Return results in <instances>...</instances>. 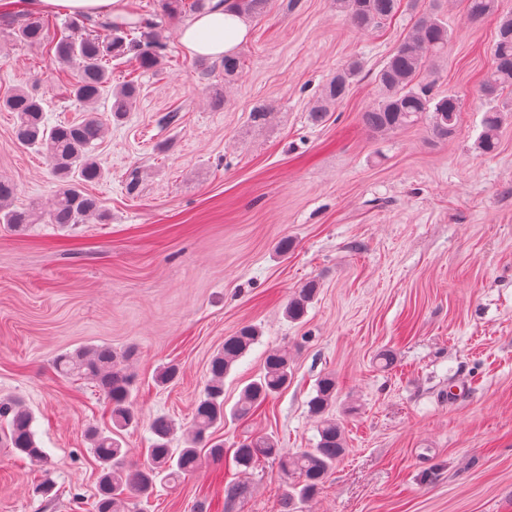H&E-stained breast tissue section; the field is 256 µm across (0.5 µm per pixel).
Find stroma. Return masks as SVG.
I'll use <instances>...</instances> for the list:
<instances>
[{"mask_svg": "<svg viewBox=\"0 0 512 512\" xmlns=\"http://www.w3.org/2000/svg\"><path fill=\"white\" fill-rule=\"evenodd\" d=\"M431 5L404 0L380 32L362 34L333 0H272L248 22L230 84L222 59L199 61L180 43L181 18L163 69L113 66V83L135 79L140 96L97 150L106 175L89 190L107 221L0 226V400L27 404L46 453L39 463L0 447V512H92L100 465L87 432L111 428V405L59 374L58 355L132 351L139 423L119 440L140 464L155 418L174 422L180 447L212 356L249 324L259 338L225 378V406L270 348H293V378L261 415L216 430L225 448L258 431L288 453L314 447L308 401L320 377L338 383L331 413L347 451L306 512H512V117L494 154L475 148L493 21L469 20L462 0L445 7L436 89L461 102L452 138L424 123L385 136L360 123L377 73ZM353 58L363 69L348 95L312 125L320 88ZM68 78L47 46L0 29V95L35 86L49 123L74 122L83 110ZM262 104L274 113L258 123ZM172 110L180 122L162 125ZM0 178L17 185L19 207L49 205L57 189L46 156L16 141L1 111ZM311 280L305 317L288 321V299ZM171 364L179 377L158 386ZM45 478L54 490L42 497ZM238 480L249 493L225 506L224 486ZM287 485L273 459L244 474L209 461L157 482L139 512H280Z\"/></svg>", "mask_w": 512, "mask_h": 512, "instance_id": "obj_1", "label": "stroma"}]
</instances>
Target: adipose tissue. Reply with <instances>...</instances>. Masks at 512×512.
<instances>
[{
	"label": "adipose tissue",
	"mask_w": 512,
	"mask_h": 512,
	"mask_svg": "<svg viewBox=\"0 0 512 512\" xmlns=\"http://www.w3.org/2000/svg\"><path fill=\"white\" fill-rule=\"evenodd\" d=\"M127 0H0V10L39 13L66 12L85 18L125 14ZM248 26L239 15L225 11L221 0L212 10L193 18L181 32V42L190 54L220 58L246 40Z\"/></svg>",
	"instance_id": "obj_1"
}]
</instances>
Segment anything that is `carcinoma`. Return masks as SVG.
I'll return each instance as SVG.
<instances>
[{
    "label": "carcinoma",
    "mask_w": 512,
    "mask_h": 512,
    "mask_svg": "<svg viewBox=\"0 0 512 512\" xmlns=\"http://www.w3.org/2000/svg\"><path fill=\"white\" fill-rule=\"evenodd\" d=\"M336 9L344 13L361 33L372 32L395 16L399 0H335ZM227 9L242 16L261 18L271 9V0H224ZM212 0H160L159 8L133 12L129 18L104 20L72 19L60 28V36L49 51L62 65L73 70L68 87L71 98L84 107L80 121L47 124L45 100L33 91L15 88L0 96V110L14 113L16 140L43 151L51 160L59 183L53 208L45 213L38 204L25 208L13 205L17 186L0 179V223L19 230L29 224H83L103 221L106 211L101 200L85 191V186L99 181L103 170L96 155L98 141L107 123L120 120L133 109L140 90L133 80L112 89V61L126 60L142 71L164 65L167 44L162 32L168 22L183 14L206 13ZM471 20L494 17L496 39L491 47L492 67L481 83L484 100L481 131L476 148L483 154L496 152L503 114L512 112L504 92L512 93V14H498L495 0H467ZM0 29L9 31L28 45L47 40L48 22L37 13L22 18L0 16ZM448 25L442 0H434L430 12L420 15L411 30L399 41L376 76L379 100L361 113V122L373 134L386 135L427 120L431 134L438 140L455 135L460 117L456 95L435 91L433 65L448 48ZM242 66L239 56H224V82L233 81ZM361 62L351 60L336 70L319 91L309 111L312 122H323L332 108L346 96L360 73ZM105 111H100L99 106ZM317 291V283H306L292 297L285 313L298 321L306 313ZM258 332L245 326L224 338L223 348L213 357L209 379L197 401L192 420L186 428L183 447L172 448V421L159 417L150 426L152 447L146 463L127 460L114 432L138 424L130 408L132 377L127 372L129 354L101 345L59 355L55 368L63 376L91 381L109 399L115 431L90 433L92 451L102 464V475L92 507L94 512H135L133 499L150 493L157 479L176 482L196 471L203 459L218 461L224 457V443L212 440L213 430L224 425L226 418L243 419L255 414L262 405L288 387L292 377L288 347L268 351L264 369L241 391L237 403L224 406V377L233 365L257 341ZM336 377L327 374L315 387L309 400L311 414L317 419L319 439L313 448H303L291 455L281 453L277 440L268 434L256 435L236 445L233 462L249 468L263 459L275 458L288 475V490L281 499L282 512H298L320 490L326 475L346 453L342 423L329 415L336 403ZM0 421L6 430L0 442L15 453L31 460L43 461L45 452L38 446L33 429L34 417L21 400L0 401ZM249 488L231 482L224 486V506L245 497Z\"/></svg>",
    "instance_id": "cac0c4a2"
}]
</instances>
